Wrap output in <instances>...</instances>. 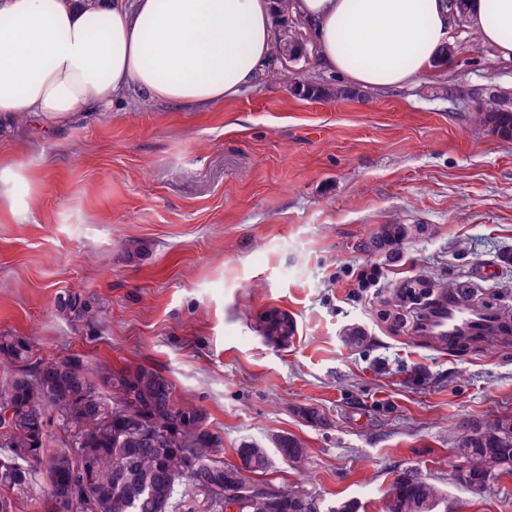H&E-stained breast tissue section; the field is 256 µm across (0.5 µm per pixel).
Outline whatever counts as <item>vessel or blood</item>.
<instances>
[{"label": "vessel or blood", "mask_w": 512, "mask_h": 512, "mask_svg": "<svg viewBox=\"0 0 512 512\" xmlns=\"http://www.w3.org/2000/svg\"><path fill=\"white\" fill-rule=\"evenodd\" d=\"M426 336L446 344L465 334L480 332L504 337L512 335V321L493 315L477 314L467 305L438 289L423 324Z\"/></svg>", "instance_id": "b4317fda"}]
</instances>
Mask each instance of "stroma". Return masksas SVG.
<instances>
[{
	"instance_id": "obj_1",
	"label": "stroma",
	"mask_w": 512,
	"mask_h": 512,
	"mask_svg": "<svg viewBox=\"0 0 512 512\" xmlns=\"http://www.w3.org/2000/svg\"><path fill=\"white\" fill-rule=\"evenodd\" d=\"M276 34L303 52H273L222 103L130 91L60 128L25 114L0 132V164L29 187L17 210L0 208V333L29 338L38 357L155 368L223 431L226 460L241 442L298 436L307 467L280 463L271 479L324 503L380 512L412 468L446 512H512V475L472 495L453 452L461 427L512 419V339L440 346L399 299L459 284L512 318V139L480 115L512 107V60L458 19L447 69L358 90L317 62L299 19ZM297 83L345 95L306 100ZM384 224L412 232L370 247ZM371 267L378 284L358 288ZM69 291L94 317L57 311ZM272 309L295 318L292 344L265 339ZM352 326L367 336L355 350L342 341Z\"/></svg>"
}]
</instances>
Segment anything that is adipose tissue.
<instances>
[{
  "instance_id": "adipose-tissue-1",
  "label": "adipose tissue",
  "mask_w": 512,
  "mask_h": 512,
  "mask_svg": "<svg viewBox=\"0 0 512 512\" xmlns=\"http://www.w3.org/2000/svg\"><path fill=\"white\" fill-rule=\"evenodd\" d=\"M319 63L365 88L446 67V0H292ZM482 42L512 58V0H466ZM277 0H0V125L51 126L107 110L129 89L203 107L235 97L267 66Z\"/></svg>"
}]
</instances>
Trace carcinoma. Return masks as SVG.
I'll return each instance as SVG.
<instances>
[{
	"label": "carcinoma",
	"instance_id": "1",
	"mask_svg": "<svg viewBox=\"0 0 512 512\" xmlns=\"http://www.w3.org/2000/svg\"><path fill=\"white\" fill-rule=\"evenodd\" d=\"M296 94L329 98L330 90L298 85ZM491 131L512 139V109L504 104L483 114ZM411 228L385 224L376 247L404 239ZM58 311L78 319L92 306L77 294L58 298ZM264 336L286 346L297 324L273 310ZM15 372L0 381V512H224V490L248 483L272 485L265 475L282 462L303 469L308 449L296 435L272 440L274 452L244 442L238 461L226 462L224 435L207 412L178 403L173 385L156 369L139 365L94 366L84 356L33 358L24 336L0 334V362ZM57 424L59 444L47 427ZM456 456L466 461L456 481L481 494L491 480L512 474V420L461 428ZM298 486L275 487L277 512H293ZM383 512H440L444 492L414 469L396 472Z\"/></svg>",
	"mask_w": 512,
	"mask_h": 512
}]
</instances>
